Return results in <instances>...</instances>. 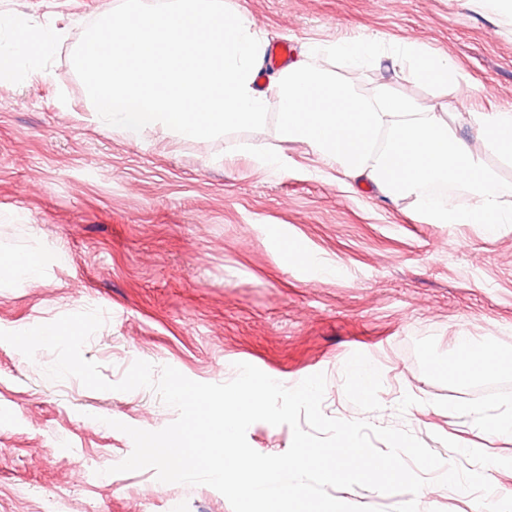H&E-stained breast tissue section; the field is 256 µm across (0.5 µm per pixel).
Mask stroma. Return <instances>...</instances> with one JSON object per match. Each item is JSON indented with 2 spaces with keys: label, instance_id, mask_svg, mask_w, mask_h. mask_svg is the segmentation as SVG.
Wrapping results in <instances>:
<instances>
[{
  "label": "stroma",
  "instance_id": "35a3bbf8",
  "mask_svg": "<svg viewBox=\"0 0 512 512\" xmlns=\"http://www.w3.org/2000/svg\"><path fill=\"white\" fill-rule=\"evenodd\" d=\"M120 0H0V24L63 35L40 70L15 65L0 86V256L42 258L32 283L0 280V330L102 309L83 348L103 378L144 360L204 383L252 364L285 386L326 376L325 415L404 428L443 460L470 468L453 440L512 458V437L482 418L512 409V370L470 380L434 373L458 359L455 339L512 352V224H429L413 199L351 190L304 146L282 141L276 117L259 131L185 141L160 132L133 142L94 120L71 63L86 25ZM266 43L294 51L381 36L451 57L474 95L460 112L512 108V14L487 0H233ZM433 102L431 88L388 63L357 73ZM282 156L263 168L253 148ZM311 255L293 263L284 248ZM54 361L0 342V512H232L207 485L162 483L154 469L110 473L133 450L102 416L144 430L177 417L153 390L93 391L53 381ZM349 362L378 366L357 397ZM289 426L252 424L247 441L278 455ZM105 474H98V467ZM424 512H479L470 494L438 484Z\"/></svg>",
  "mask_w": 512,
  "mask_h": 512
}]
</instances>
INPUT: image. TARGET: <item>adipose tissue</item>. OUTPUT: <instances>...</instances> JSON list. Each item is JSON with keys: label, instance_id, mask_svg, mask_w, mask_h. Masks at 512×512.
<instances>
[{"label": "adipose tissue", "instance_id": "ef3b65f1", "mask_svg": "<svg viewBox=\"0 0 512 512\" xmlns=\"http://www.w3.org/2000/svg\"><path fill=\"white\" fill-rule=\"evenodd\" d=\"M60 32L53 25L12 32L14 55L40 66ZM327 58L314 65L313 55ZM409 71L415 79L468 98L471 86L454 62L417 43L381 38L339 41L303 49L275 81L279 131L336 169L343 184H365L391 199L414 198L429 224H512V192L505 190L488 156L512 164V108L468 113L467 123L482 143L457 136L458 113L447 103L424 104L389 85L363 87L343 78L380 60ZM464 352L455 371L464 378L512 368V354L476 346L461 336Z\"/></svg>", "mask_w": 512, "mask_h": 512}]
</instances>
